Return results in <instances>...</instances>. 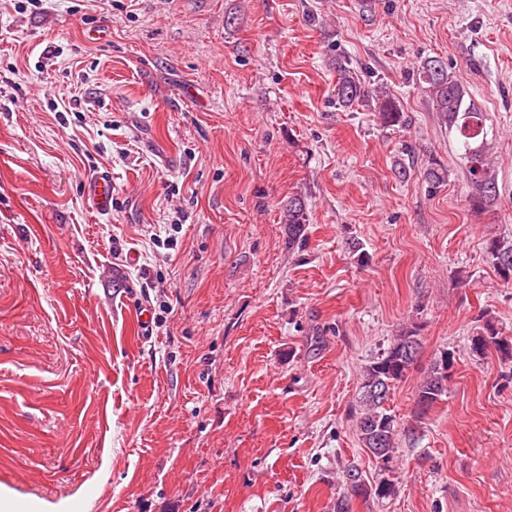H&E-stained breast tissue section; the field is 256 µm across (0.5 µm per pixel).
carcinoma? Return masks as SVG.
Segmentation results:
<instances>
[{
  "mask_svg": "<svg viewBox=\"0 0 512 512\" xmlns=\"http://www.w3.org/2000/svg\"><path fill=\"white\" fill-rule=\"evenodd\" d=\"M416 75L426 84L436 111L440 112L449 133L454 136L470 187V206L476 211L495 208L500 192L495 166L489 155L484 113L469 101L466 88L438 58L422 61L417 66ZM336 90V105L343 109L371 99L383 126L405 127L408 124L397 97L385 84L380 80L365 83L351 60L340 54L336 56ZM423 178L430 191L435 192L448 184V167L432 157L423 171ZM282 223L286 229L288 249L306 248L310 212L302 198L292 197L283 205ZM485 249L500 280L504 285L512 286V238L490 237L486 240ZM476 322L479 323L477 331L469 337L472 356L483 357L492 348L502 362L512 363V335L504 333L498 327V321L486 311L477 316ZM419 348L418 326L413 324L394 336L387 348L365 367L355 409L356 427L363 447L378 462V477L370 480L357 466H348L343 472L345 491L336 500V512H350V501L354 497L383 500L395 495V468L387 469L381 461L395 462L401 428L387 402L390 391L416 365ZM454 366V354L448 350L441 351L434 358L415 391L417 418H424L448 395Z\"/></svg>",
  "mask_w": 512,
  "mask_h": 512,
  "instance_id": "obj_1",
  "label": "carcinoma"
}]
</instances>
